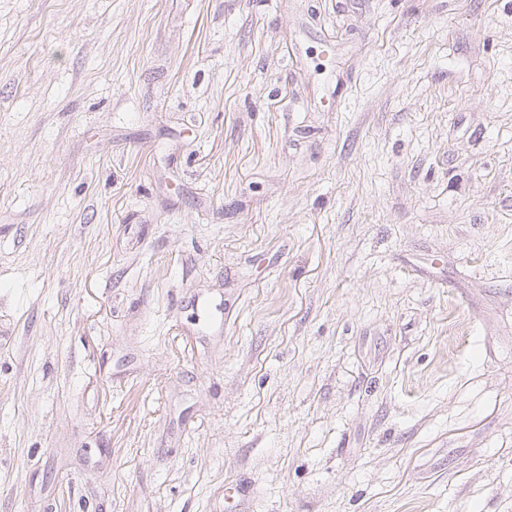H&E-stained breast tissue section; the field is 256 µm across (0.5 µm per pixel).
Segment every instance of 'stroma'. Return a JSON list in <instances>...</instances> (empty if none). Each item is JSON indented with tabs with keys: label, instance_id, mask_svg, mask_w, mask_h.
I'll return each instance as SVG.
<instances>
[{
	"label": "stroma",
	"instance_id": "stroma-1",
	"mask_svg": "<svg viewBox=\"0 0 512 512\" xmlns=\"http://www.w3.org/2000/svg\"><path fill=\"white\" fill-rule=\"evenodd\" d=\"M0 512H512V0H0Z\"/></svg>",
	"mask_w": 512,
	"mask_h": 512
}]
</instances>
